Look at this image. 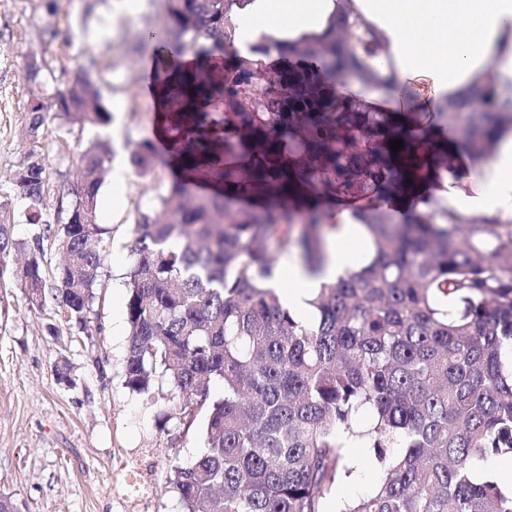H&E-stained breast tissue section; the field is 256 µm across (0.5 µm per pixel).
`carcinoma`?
<instances>
[{
    "label": "carcinoma",
    "instance_id": "1",
    "mask_svg": "<svg viewBox=\"0 0 512 512\" xmlns=\"http://www.w3.org/2000/svg\"><path fill=\"white\" fill-rule=\"evenodd\" d=\"M254 0H166L158 36L156 132L168 157L142 142L140 176L172 179L159 212L134 226L127 273L125 385L162 387L184 428L206 413V451L170 469L183 512H512V493L474 479L471 462L512 455V222L448 219L432 189L442 167L471 170L491 155L501 110L492 86L473 90L480 111L382 112L339 94L356 79L386 98L397 70H371L380 35L331 26L303 38L260 36L237 54V14ZM30 144L13 185L33 244L11 232L0 201V260L31 305L52 299L76 323L96 297L102 243L98 194L111 153L95 140L70 171L75 200L56 228L45 217L49 166L38 151L47 115L60 125L110 120L86 70L62 88L27 64ZM403 140L394 152L389 143ZM347 209L370 242L364 265L324 284L300 322L269 287L278 259L318 272L322 226ZM66 256L47 265L41 241ZM224 395L212 393V382ZM368 408V429L356 428ZM370 448L380 477L346 500L354 471L344 448ZM400 445L399 455L390 448Z\"/></svg>",
    "mask_w": 512,
    "mask_h": 512
}]
</instances>
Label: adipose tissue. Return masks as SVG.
Segmentation results:
<instances>
[{"label":"adipose tissue","instance_id":"1","mask_svg":"<svg viewBox=\"0 0 512 512\" xmlns=\"http://www.w3.org/2000/svg\"><path fill=\"white\" fill-rule=\"evenodd\" d=\"M367 21L381 29L388 57L396 61L404 85L427 83L432 101L468 109L474 87L493 84L500 107L512 106V48L501 45L512 28V0H357ZM341 0H254L236 18L240 39L257 35H288L299 39L319 34L341 19ZM453 30L445 47L433 34L439 27ZM470 189L446 185L439 204L467 219L512 220V130L499 138L496 152L476 166ZM338 224L319 275L288 264L273 282L282 302L306 315L308 300L322 284L335 282L363 263L359 227L348 212Z\"/></svg>","mask_w":512,"mask_h":512}]
</instances>
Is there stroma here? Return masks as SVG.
Wrapping results in <instances>:
<instances>
[{
  "label": "stroma",
  "instance_id": "obj_1",
  "mask_svg": "<svg viewBox=\"0 0 512 512\" xmlns=\"http://www.w3.org/2000/svg\"><path fill=\"white\" fill-rule=\"evenodd\" d=\"M0 0V196L15 211L23 200L10 181L27 146L22 139L30 86L25 66L37 61L48 82H70L90 68L110 120L102 126H59L47 120L40 151L53 178L46 214L56 219L73 199L66 170L92 140H109V172L98 196L99 222L109 231L100 288L83 325L55 301L30 306L16 276L19 259L0 261V496L19 512H181L168 482L171 465L205 449V421L191 429L163 419L125 385L128 348L125 276L136 261L134 218L156 209L167 177L136 175L130 155L153 138L157 101L142 86L154 65L142 50L147 28L160 26L165 0ZM126 177L114 186L116 168ZM67 364L69 379L55 368ZM356 469L345 483L349 499L367 495L379 471L355 442L346 451ZM152 468L146 495L124 491L119 464Z\"/></svg>",
  "mask_w": 512,
  "mask_h": 512
}]
</instances>
